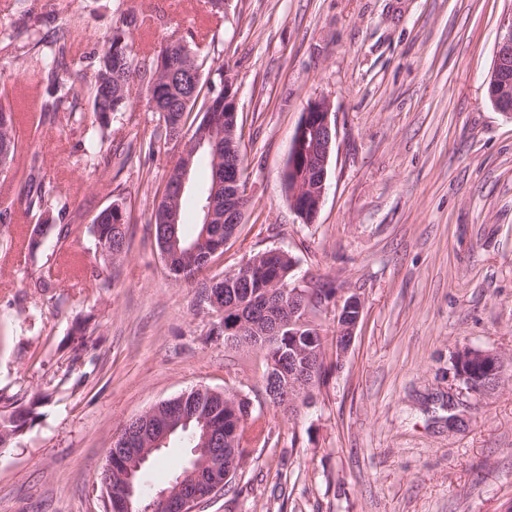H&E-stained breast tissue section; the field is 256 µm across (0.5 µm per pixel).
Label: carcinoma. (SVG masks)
Returning a JSON list of instances; mask_svg holds the SVG:
<instances>
[{
	"label": "carcinoma",
	"mask_w": 512,
	"mask_h": 512,
	"mask_svg": "<svg viewBox=\"0 0 512 512\" xmlns=\"http://www.w3.org/2000/svg\"><path fill=\"white\" fill-rule=\"evenodd\" d=\"M131 24L125 12H119V18L113 31L112 38L104 41L98 52V62L92 76L71 67V54L77 37L80 35L81 23L79 16L71 14L65 27L51 42L50 52L32 51L22 60L16 77H26L39 84L45 83L51 90L53 100L42 105L47 112L58 113L76 89V84L88 83L91 101V126L96 130L99 140L90 141L87 151L98 157L102 151L105 133L112 125V115L127 109V85L132 77H137L145 90V108L148 112L158 114V125L153 129L148 139L140 143V150L148 155L168 147L170 142L182 146L184 153L192 157L191 170L200 166L208 171L207 187H218L215 193L217 209L224 213V89H215L214 81L204 76L202 63L193 51L190 43L194 41V33L186 31L175 42L161 43L160 50L152 55L140 56L134 52L126 36L125 27ZM201 112L203 117L192 135H187L185 127L192 112ZM203 136H213L219 139L217 147L205 143L198 147L195 142ZM17 152V141L14 132V117L11 107L0 102V173L10 170V164ZM28 181L36 186L34 193L26 198V211L38 215L39 224L34 229L42 230L43 236L57 232V242H64L74 232L72 225L62 224L66 218V207H53L50 195L44 189V177L40 169L31 167ZM170 205V195L162 192L160 201L154 209L151 220L155 225L156 238L174 239L184 249L180 255H174L167 269L176 281L195 279L216 256L212 251L215 239H224L231 225L215 223L210 225L208 238H203L204 216L202 207H197L200 221L196 230L189 235L184 230V222L173 226L166 223L165 214ZM127 213L123 202L115 200L95 217L89 231L96 241V251L100 255V271L108 270L112 264L121 260L127 254ZM259 265L245 287L257 292V298L264 297L262 290H274L269 299L270 310L283 311L288 308V297L284 296L282 287L293 283L294 262L287 252L279 248L266 249L254 254ZM229 278L224 275L218 279L212 278L199 284V296L204 305L215 315L208 335L221 339L224 337V327L229 325L233 315L224 312L205 301V297L216 296L219 304H231L236 298L237 288L228 285ZM34 288L49 300L58 302L60 296L56 293V281L40 277L34 283ZM336 296V289L328 284L322 285L309 295L308 313L318 314V308L323 302H328ZM285 339L277 348L279 358L277 363L288 369V348L293 344L308 346V340L318 341L319 353H324L320 344L321 338L315 320L308 321V327L294 333L283 332ZM35 403L25 404L21 398H10L0 407V447L12 444L21 434L27 422L35 419ZM184 414L191 418L189 432H200L196 413L226 411V402L218 396L209 397L199 392H189L182 406ZM266 442L269 436L265 434L263 424L251 420L241 427L236 441L243 439Z\"/></svg>",
	"instance_id": "obj_1"
}]
</instances>
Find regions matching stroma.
Listing matches in <instances>:
<instances>
[{
  "instance_id": "35a3bbf8",
  "label": "stroma",
  "mask_w": 512,
  "mask_h": 512,
  "mask_svg": "<svg viewBox=\"0 0 512 512\" xmlns=\"http://www.w3.org/2000/svg\"><path fill=\"white\" fill-rule=\"evenodd\" d=\"M85 33L75 49L92 72L98 42L129 13L134 48L153 54L185 30L207 69L225 67L238 89L249 205L235 237L205 269L221 277L253 254L282 249L295 284L333 283L358 295L363 314L337 357L335 309L317 322L327 370L309 404L287 415L266 398L265 360L209 336L195 284L170 276L150 216L174 163L161 151L112 181L92 172L90 100L75 90L70 120L40 110L44 85L11 81L35 40L70 12ZM512 0H0V73L16 114L18 151L10 223L30 234L24 171L38 162L52 201L90 226L114 200L128 215V252L102 287L91 235L62 249L0 248V395L39 405L0 448V512H104L100 474L131 418L196 387L233 391L270 436L246 445L244 465L198 512H512V384L488 395L456 376L464 346L512 358V116L486 94ZM112 118L106 145L151 133L138 80ZM327 100L336 129L327 190L315 223L290 209L283 173L308 105ZM54 276L62 304L31 286ZM85 326L86 346L67 336ZM456 424H449V414ZM191 459L172 439L143 468L146 495Z\"/></svg>"
}]
</instances>
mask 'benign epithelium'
Wrapping results in <instances>:
<instances>
[{"label": "benign epithelium", "mask_w": 512, "mask_h": 512, "mask_svg": "<svg viewBox=\"0 0 512 512\" xmlns=\"http://www.w3.org/2000/svg\"><path fill=\"white\" fill-rule=\"evenodd\" d=\"M487 95L495 108L512 115V25L497 45L492 71L487 81ZM237 90L233 79L224 77V138L231 141L234 119L237 116ZM332 123L330 105L319 100L311 103L295 131L292 143L294 159L288 164L290 207L305 224L315 222L326 193L327 165L331 156ZM247 201L246 184L240 166L224 165V210L230 215L244 210ZM239 320L227 330L225 345H249L263 352L278 337L287 323L301 325L303 308H288L289 319L273 316L265 308L255 306L254 295L247 289L238 301ZM363 311L360 297L351 295L336 305V328L344 339L335 342L336 357L344 356L352 347L356 329ZM499 355L486 350L465 347L455 356V362H485V374L474 378L460 371L457 376L469 387L490 392L498 383L496 371ZM267 396L273 403L280 402V394L289 393L298 401L316 382L315 369L306 365L296 367L288 374V382L280 380V367L266 357ZM177 399L162 401L143 415L133 419L134 427H123L113 441L111 463L107 464V478L103 480L105 502L114 512H197L206 501L224 491V484L232 480L245 457V450L236 446L235 436L241 421L240 399L233 398L228 406L233 412V427L226 429L224 438L204 436L192 449L193 458L170 485L151 498L143 496L140 472L150 458L167 444L183 424L174 409Z\"/></svg>", "instance_id": "7a95c632"}]
</instances>
